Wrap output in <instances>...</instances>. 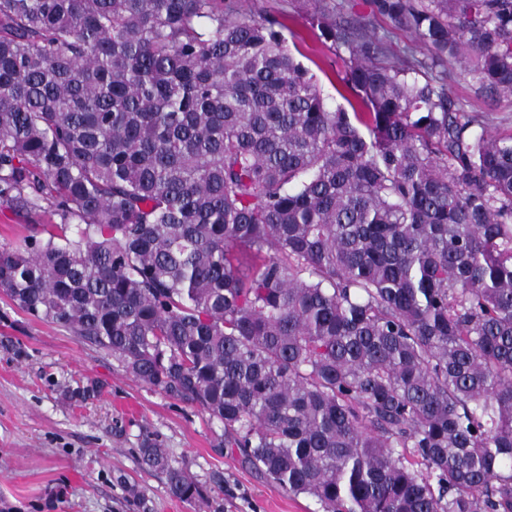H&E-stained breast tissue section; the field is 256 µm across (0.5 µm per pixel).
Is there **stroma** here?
Returning <instances> with one entry per match:
<instances>
[{"mask_svg":"<svg viewBox=\"0 0 512 512\" xmlns=\"http://www.w3.org/2000/svg\"><path fill=\"white\" fill-rule=\"evenodd\" d=\"M343 19L361 17L386 37L391 59L424 55L416 34L393 26L371 0H328ZM244 16L275 14L287 46L313 74L329 108H348L342 78L347 52L322 42L311 23L313 0H238ZM448 94L470 115L489 116L491 130L512 129V95L485 98L453 70ZM0 205V249L57 223ZM223 432L207 413L149 389L111 353L67 328L26 314L0 292V512H319L310 497L288 493L222 453ZM167 448L201 485L224 475L210 507L172 497L163 474L143 470L144 437Z\"/></svg>","mask_w":512,"mask_h":512,"instance_id":"35a3bbf8","label":"stroma"}]
</instances>
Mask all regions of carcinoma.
Instances as JSON below:
<instances>
[{"label": "carcinoma", "mask_w": 512, "mask_h": 512, "mask_svg": "<svg viewBox=\"0 0 512 512\" xmlns=\"http://www.w3.org/2000/svg\"><path fill=\"white\" fill-rule=\"evenodd\" d=\"M373 5L428 54L318 7L350 114L235 0H0V203L60 218L0 291L321 512H512V130L445 70L512 95V0ZM452 70L448 78V94L458 102L463 111L469 115H489L492 131H507L512 128V95L484 98L476 93V86L471 79L460 72L459 65L448 66Z\"/></svg>", "instance_id": "cac0c4a2"}]
</instances>
